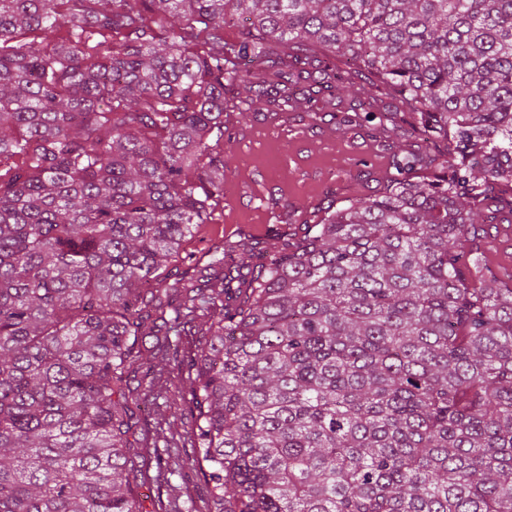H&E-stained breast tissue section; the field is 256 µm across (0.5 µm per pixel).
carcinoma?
Wrapping results in <instances>:
<instances>
[{"instance_id":"1","label":"carcinoma","mask_w":512,"mask_h":512,"mask_svg":"<svg viewBox=\"0 0 512 512\" xmlns=\"http://www.w3.org/2000/svg\"><path fill=\"white\" fill-rule=\"evenodd\" d=\"M343 59L373 76L343 122L375 121L382 86L420 142L391 188L260 265L222 238L172 271L223 211L242 92L333 100ZM11 157L0 512H142L163 362L212 512H512V286L483 274L478 215L512 204V0H0Z\"/></svg>"}]
</instances>
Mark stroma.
Masks as SVG:
<instances>
[{"mask_svg":"<svg viewBox=\"0 0 512 512\" xmlns=\"http://www.w3.org/2000/svg\"><path fill=\"white\" fill-rule=\"evenodd\" d=\"M355 100L351 92L329 101L315 97L313 109L320 120H309L306 112L289 113L287 121L272 119L265 103L254 102L251 121L236 130L224 149L232 172L224 183V213L214 223L200 225L185 244V252L202 254L224 237L247 234L266 247L277 246L281 235L292 234L294 225L280 221L272 207L282 198L298 205L304 217L315 221L331 206L359 195H378L387 178L369 165L370 156L385 160L391 150L410 148L413 138L404 132L392 134L381 145L374 124L341 125ZM482 248L488 258L486 274L503 278L512 273V224L505 221L487 225ZM171 448H159L149 457L147 475L136 487L143 512L164 505L168 512H207L203 482L193 473L173 471L158 479L159 462L174 456Z\"/></svg>","mask_w":512,"mask_h":512,"instance_id":"stroma-1","label":"stroma"}]
</instances>
